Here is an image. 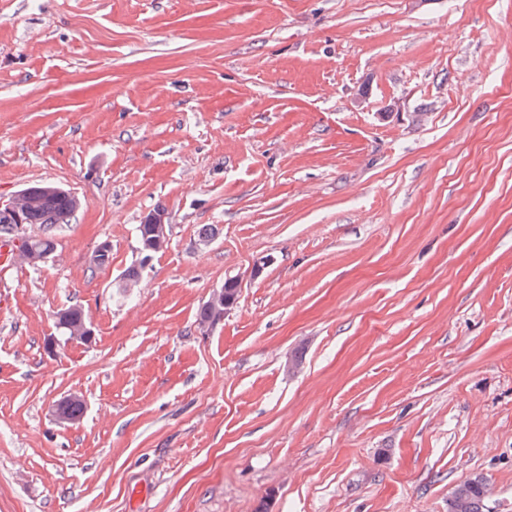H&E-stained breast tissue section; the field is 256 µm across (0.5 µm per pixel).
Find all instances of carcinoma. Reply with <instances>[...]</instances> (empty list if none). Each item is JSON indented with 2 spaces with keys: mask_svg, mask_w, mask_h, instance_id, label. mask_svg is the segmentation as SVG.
Listing matches in <instances>:
<instances>
[{
  "mask_svg": "<svg viewBox=\"0 0 512 512\" xmlns=\"http://www.w3.org/2000/svg\"><path fill=\"white\" fill-rule=\"evenodd\" d=\"M82 206V199L67 189L44 183H31L24 187L23 193L15 197L13 206L0 207V238L19 241V255L31 265L40 264L44 255H55L57 241L55 228L59 224H68ZM38 224L42 233L28 236L27 226ZM150 223L138 225L139 249L148 256L162 251L168 243V236L150 234ZM225 293L217 298L208 299L198 310L196 322L203 325L224 314V303L235 301L238 292L233 280L224 282ZM57 333L67 341L88 343L91 341V327L85 308L80 304L69 305L56 313ZM65 423L79 421L84 412V401L78 396H70L60 402ZM489 486L480 476L469 478L458 484L448 496V512H487L486 501Z\"/></svg>",
  "mask_w": 512,
  "mask_h": 512,
  "instance_id": "obj_1",
  "label": "carcinoma"
}]
</instances>
